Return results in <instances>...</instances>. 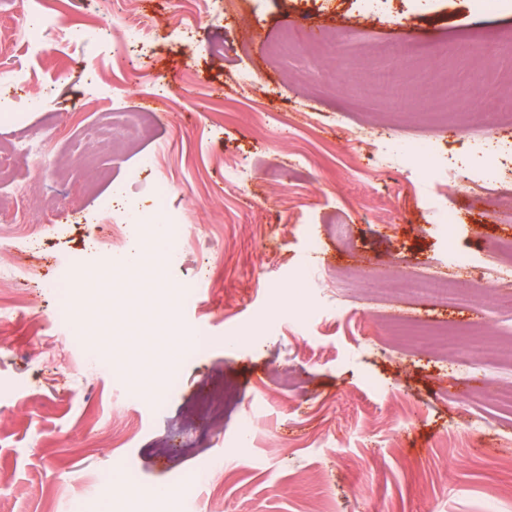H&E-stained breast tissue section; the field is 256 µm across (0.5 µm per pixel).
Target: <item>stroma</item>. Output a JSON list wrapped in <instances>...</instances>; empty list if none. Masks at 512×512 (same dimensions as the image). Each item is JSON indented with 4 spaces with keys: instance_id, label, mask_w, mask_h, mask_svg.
<instances>
[{
    "instance_id": "1",
    "label": "stroma",
    "mask_w": 512,
    "mask_h": 512,
    "mask_svg": "<svg viewBox=\"0 0 512 512\" xmlns=\"http://www.w3.org/2000/svg\"><path fill=\"white\" fill-rule=\"evenodd\" d=\"M147 24L123 46L127 12ZM50 12L44 52L17 27ZM412 26L426 54L396 64L386 42ZM0 72L21 70L44 97L0 141L37 137L17 154L0 201L42 197L30 223H0V280L31 267L34 299L0 318V512H71L98 478L141 499L179 474L224 460L202 493L215 512H482L497 490L512 512V293L486 291L480 309L500 351L468 339L433 354L400 335L399 319L460 322L468 301L405 288L447 273L448 251L428 206L458 216V251L492 277L512 271L495 247L512 239V164L498 192L475 182L487 142L512 143L482 93V38L512 66V0H0ZM399 66L410 88L401 112L368 92L369 74ZM251 73L252 87L238 83ZM97 75L99 85L89 83ZM430 136L445 170L384 164L387 140ZM156 164L128 185L142 157ZM252 178L237 181L233 162ZM170 187L184 264L141 280L113 278L90 254L75 282L94 307L53 328L48 283L57 257L106 240L98 219L116 188L152 208L149 186ZM191 285L176 315L205 326L198 356L166 348L169 289ZM154 357L180 367L176 387L142 402L132 380ZM252 417L247 444L240 425Z\"/></svg>"
}]
</instances>
